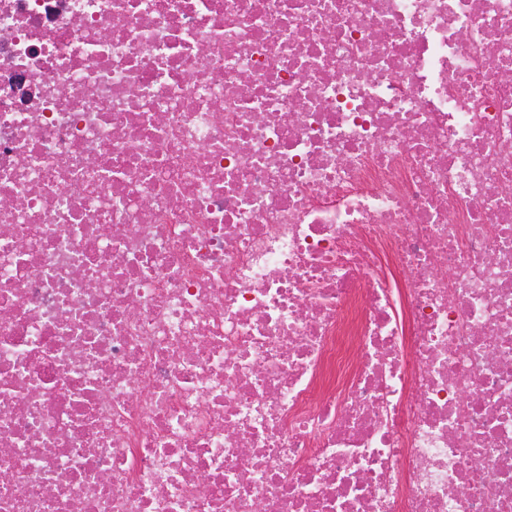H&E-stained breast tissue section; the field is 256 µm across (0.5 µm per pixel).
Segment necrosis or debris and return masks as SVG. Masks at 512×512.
Segmentation results:
<instances>
[{"mask_svg": "<svg viewBox=\"0 0 512 512\" xmlns=\"http://www.w3.org/2000/svg\"><path fill=\"white\" fill-rule=\"evenodd\" d=\"M0 512H512V0H0Z\"/></svg>", "mask_w": 512, "mask_h": 512, "instance_id": "1", "label": "necrosis or debris"}]
</instances>
